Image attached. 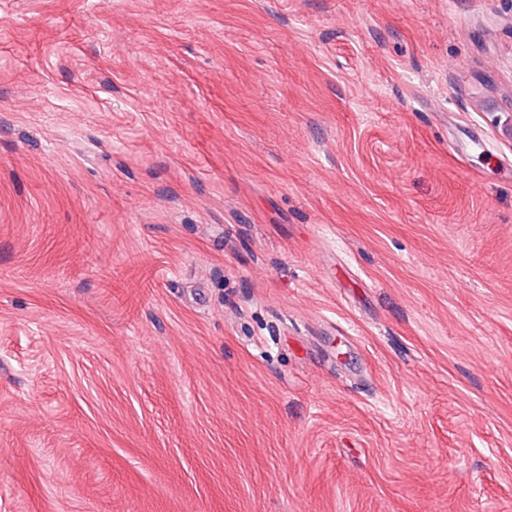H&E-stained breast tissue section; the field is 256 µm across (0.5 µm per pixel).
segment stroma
<instances>
[{
  "label": "stroma",
  "mask_w": 512,
  "mask_h": 512,
  "mask_svg": "<svg viewBox=\"0 0 512 512\" xmlns=\"http://www.w3.org/2000/svg\"><path fill=\"white\" fill-rule=\"evenodd\" d=\"M0 512H512V0H0Z\"/></svg>",
  "instance_id": "1"
}]
</instances>
